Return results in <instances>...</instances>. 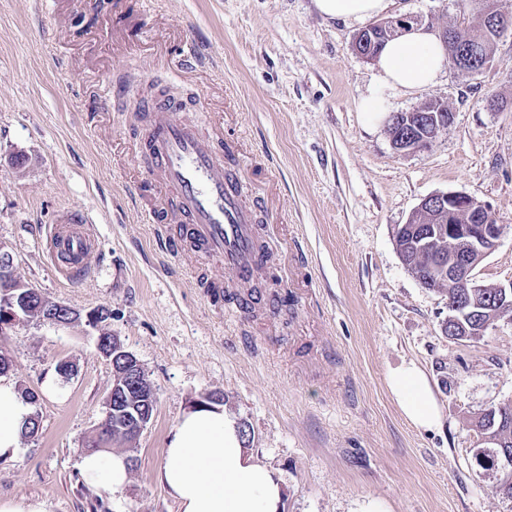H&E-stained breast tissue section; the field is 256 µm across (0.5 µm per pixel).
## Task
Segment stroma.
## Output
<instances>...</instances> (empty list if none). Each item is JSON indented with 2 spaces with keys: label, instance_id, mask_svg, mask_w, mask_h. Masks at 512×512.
I'll return each instance as SVG.
<instances>
[{
  "label": "stroma",
  "instance_id": "stroma-1",
  "mask_svg": "<svg viewBox=\"0 0 512 512\" xmlns=\"http://www.w3.org/2000/svg\"><path fill=\"white\" fill-rule=\"evenodd\" d=\"M396 12L439 32L459 5L396 0ZM363 28L322 16L314 0H0V245L44 295L83 313L108 308V331L156 395L144 430L107 445L137 457L127 485L88 487L78 465L112 389L96 331L34 320L0 331L8 376L34 392L40 420L0 461V499L41 498L50 512H178L158 481L167 438L185 409L220 393L248 424L255 460L280 478L282 512H512L472 453L478 417L512 400V321L480 341L448 338L447 297L421 287L394 243L423 198L464 193L506 227L478 279L512 281V32L481 73L448 66L433 87L390 93V111L434 100L453 114L428 148L403 153L387 119L359 110L376 75L353 48ZM192 42L210 61L189 70ZM141 75L191 121L201 96L220 112L234 92L224 135L246 139L247 163L271 162L281 188L282 205L259 215L272 253L261 279L287 296L290 319L263 302L244 313L209 301L196 274L214 265L156 250L155 225L129 202L145 174ZM123 84L128 100L113 99ZM66 210L89 214L98 243L79 284L60 279L38 245ZM63 361L75 367L66 381ZM410 363L440 411L430 430L387 386Z\"/></svg>",
  "mask_w": 512,
  "mask_h": 512
}]
</instances>
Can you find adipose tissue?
<instances>
[{
    "label": "adipose tissue",
    "mask_w": 512,
    "mask_h": 512,
    "mask_svg": "<svg viewBox=\"0 0 512 512\" xmlns=\"http://www.w3.org/2000/svg\"><path fill=\"white\" fill-rule=\"evenodd\" d=\"M394 0H315L320 14L336 20L363 21L389 14ZM447 63L444 43L434 32L416 27L390 41L376 60V83L360 102L369 120L388 110L387 93L435 85ZM388 388L416 427L432 429L440 412L424 373L413 364L388 377ZM33 413L15 383L0 376V461L13 459ZM92 486L118 491L129 477L120 453L90 452L79 463ZM159 479L181 512H280L283 488L276 474L257 463L244 446L239 425L218 406L185 410L164 450Z\"/></svg>",
    "instance_id": "adipose-tissue-1"
}]
</instances>
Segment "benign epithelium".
I'll return each mask as SVG.
<instances>
[{"instance_id":"1","label":"benign epithelium","mask_w":512,"mask_h":512,"mask_svg":"<svg viewBox=\"0 0 512 512\" xmlns=\"http://www.w3.org/2000/svg\"><path fill=\"white\" fill-rule=\"evenodd\" d=\"M480 5L479 21L494 33L504 35L506 25L496 15L494 0H482ZM384 26L386 22L382 21L363 29L355 42V52L367 60L373 58L367 51V41L373 40L375 31ZM450 61L454 68L471 73H478L490 64L488 59L468 48L455 52ZM411 116L410 112H393L390 115L392 144L401 152L424 149L442 129L436 113H428L432 123L426 126L413 124ZM461 211L468 212L472 221L467 224L453 223L451 218ZM435 213L448 214V240L460 244L455 264L448 267V278L471 289L474 294L481 287L474 270L496 247L505 225L496 222L488 205L463 193L434 194L424 198L409 223L419 224L423 218H430ZM14 279L12 256L3 252L0 254V282L5 284V289L0 291V326L3 328L30 318L31 290L23 284L14 285ZM39 310L37 321L40 323L66 327L83 318L87 326L98 332L97 349L112 367L113 374L112 390L105 402L104 417L98 431L107 439L112 437L114 431L130 437L137 436L152 418L155 392L137 358L127 350L119 337L104 331L103 324L110 317L109 311L98 308L83 315L44 295L39 296Z\"/></svg>"}]
</instances>
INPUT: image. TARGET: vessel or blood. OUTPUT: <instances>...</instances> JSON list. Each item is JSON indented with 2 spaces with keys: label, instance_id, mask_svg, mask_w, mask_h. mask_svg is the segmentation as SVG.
Instances as JSON below:
<instances>
[{
  "label": "vessel or blood",
  "instance_id": "vessel-or-blood-1",
  "mask_svg": "<svg viewBox=\"0 0 512 512\" xmlns=\"http://www.w3.org/2000/svg\"><path fill=\"white\" fill-rule=\"evenodd\" d=\"M177 109L173 99L146 114L143 149L150 183L135 192L141 198L152 189L167 200L142 211L159 227V251L176 258L188 253L223 268V276L199 281L208 296L220 299L225 282L246 288L259 268L255 222L265 203L245 200L238 189L239 140L214 141L198 123L176 119ZM94 247L90 220L79 211L63 212L44 240L51 265L69 282L86 276L85 257Z\"/></svg>",
  "mask_w": 512,
  "mask_h": 512
}]
</instances>
